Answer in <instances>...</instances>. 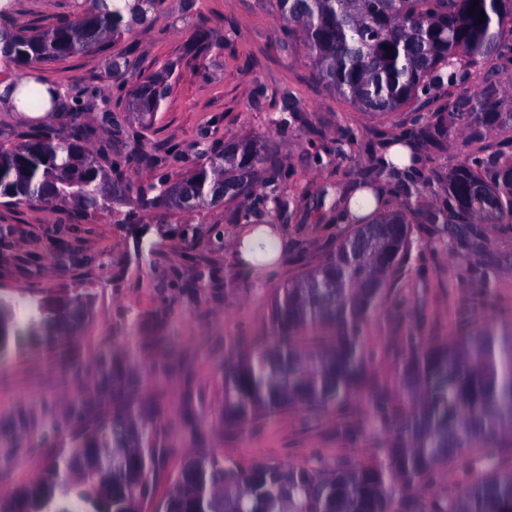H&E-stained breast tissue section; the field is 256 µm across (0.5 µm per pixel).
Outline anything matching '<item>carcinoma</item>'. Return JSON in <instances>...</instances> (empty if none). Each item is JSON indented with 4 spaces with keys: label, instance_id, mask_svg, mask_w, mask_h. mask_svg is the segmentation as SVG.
<instances>
[{
    "label": "carcinoma",
    "instance_id": "obj_1",
    "mask_svg": "<svg viewBox=\"0 0 512 512\" xmlns=\"http://www.w3.org/2000/svg\"><path fill=\"white\" fill-rule=\"evenodd\" d=\"M159 3L83 0L72 15L18 26L14 0H0V65L92 53L150 24ZM274 7L327 89L373 115L407 107L412 118L397 132H379L370 170L357 172L337 200L319 191L321 220L345 224L316 265L273 289L270 338L251 348L225 341L221 428L231 435L290 411L332 412L338 434L354 440L369 431L378 436L374 448L362 459L313 452L300 466L245 467L187 452L197 463L168 473L165 462L179 449L168 445L161 407L146 412L130 401L91 425L81 446L60 449L28 486L1 493L0 512H143L142 498L156 502L155 512H512V467L501 461L512 448V323L463 321L455 336L428 341L411 331L383 356L364 340L376 313L403 304L397 285L405 267L436 240L470 257V276L483 297L491 295L480 261L482 225L512 230V153H488L483 143L493 129H512V98L490 77L475 91L466 83L472 68L512 51L504 37L512 34V0H274ZM453 89L457 97L428 111L439 92ZM170 91L161 72L141 78L132 107L152 118ZM20 92L30 111L59 108V88L39 78L17 75L7 93ZM112 123V113L90 101L56 125L0 130V205L71 206L79 218L127 205L167 217L181 210L178 187H188L202 208L217 202L215 182L233 169L227 201L249 200L237 223L269 211L286 225L302 208L305 194L284 187L293 174L257 137L222 149L204 137L193 144L195 166L179 173L180 154H150L135 132L126 138L127 164L170 170L137 187L109 162L112 140L101 132ZM454 141L462 161L444 174L425 172L426 151ZM395 145L406 151L402 163L388 155ZM361 147L346 128L336 149L326 150L328 163ZM92 150L102 167L85 163ZM260 171L266 178L258 193ZM364 190L370 196L351 211ZM429 195L438 201L432 210L422 205ZM370 206L372 213L361 214ZM86 304V294L28 302L0 294V357L23 342L68 347L77 339L68 320ZM383 358L387 370H371ZM359 396L366 418L352 422ZM464 457L474 479L459 492L450 466ZM163 480L177 489L158 501Z\"/></svg>",
    "mask_w": 512,
    "mask_h": 512
}]
</instances>
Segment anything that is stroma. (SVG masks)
Masks as SVG:
<instances>
[{"instance_id": "1", "label": "stroma", "mask_w": 512, "mask_h": 512, "mask_svg": "<svg viewBox=\"0 0 512 512\" xmlns=\"http://www.w3.org/2000/svg\"><path fill=\"white\" fill-rule=\"evenodd\" d=\"M287 38L269 0H161L152 25L124 37L135 45L130 58L138 70L171 69V93L146 126L131 107L134 75L104 74L110 49L35 66L34 75L47 84H65L68 104L108 98L115 126L141 132L145 149L177 147L188 168L200 137L219 147L241 137H263L296 171L308 196L283 228L273 264L259 272L244 270L231 247L247 231L233 221L234 202L180 212L164 224L144 214L123 223L120 207L93 221L72 222L71 261L51 254L46 230L60 221L58 211L0 206V227L8 230L0 238V290L90 297L80 336L68 352L25 346L0 357V493L42 473L51 453L43 438L45 420H57L66 434L75 435L112 414L117 404L112 382L96 372L102 358L114 372L138 371L143 405L162 407L169 436L179 447L207 448L245 466L298 465L314 451L362 458L372 448L371 433L354 442L337 436L331 413L293 411L228 436L218 426L225 341L264 340L273 288L318 262L332 237L318 222L317 191L347 182L353 171L370 165L363 152L336 167L321 165L316 152L333 146L340 129L362 136L406 119L402 112L384 119L360 112L326 91L315 80L304 47L287 45ZM286 93L296 97L312 132L278 126ZM142 239L156 241L157 250L139 262L135 251ZM192 239L198 245L190 250L186 243ZM205 264L216 270L218 281L201 288L197 277ZM485 264L493 286L487 304L466 261L447 249H432L406 271L403 306L368 323V343L394 346L415 327L427 337L448 336L463 318L512 321V235L489 230Z\"/></svg>"}]
</instances>
